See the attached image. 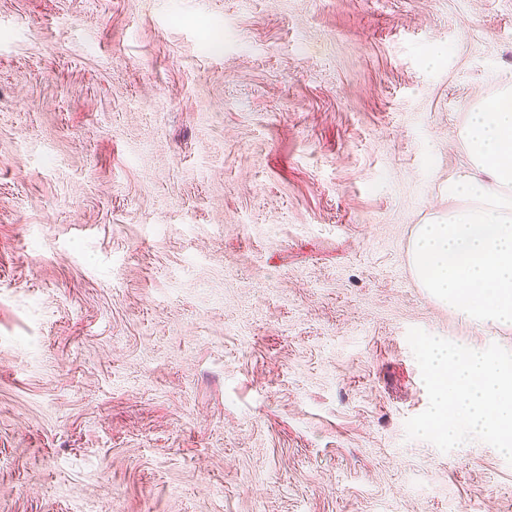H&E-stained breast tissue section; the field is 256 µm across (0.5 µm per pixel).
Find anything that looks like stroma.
I'll return each mask as SVG.
<instances>
[{"label":"stroma","instance_id":"1","mask_svg":"<svg viewBox=\"0 0 512 512\" xmlns=\"http://www.w3.org/2000/svg\"><path fill=\"white\" fill-rule=\"evenodd\" d=\"M510 72L512 0H0V512H512L405 434L409 329L512 351L407 255Z\"/></svg>","mask_w":512,"mask_h":512}]
</instances>
